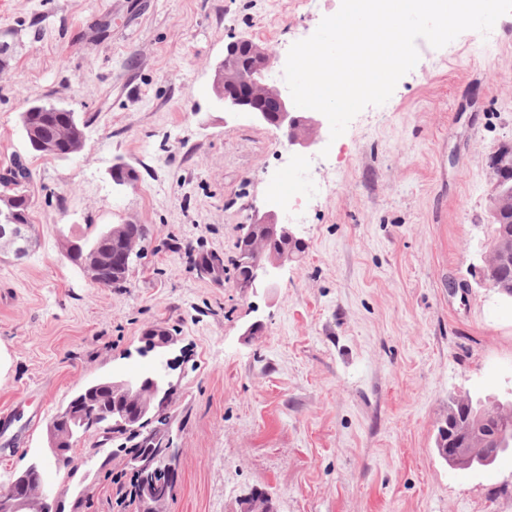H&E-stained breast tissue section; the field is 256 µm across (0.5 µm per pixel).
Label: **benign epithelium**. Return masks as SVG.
<instances>
[{"mask_svg":"<svg viewBox=\"0 0 512 512\" xmlns=\"http://www.w3.org/2000/svg\"><path fill=\"white\" fill-rule=\"evenodd\" d=\"M276 57L253 38L242 36L224 48V59L215 67L212 90L217 104L224 112L244 114L252 120L273 126L282 132L288 146L298 154L316 143L315 133L321 128L320 113L297 112L288 92L271 79ZM75 121L69 119L59 128L50 143L40 141L30 130H24L30 149L58 159H68L73 152L67 146L70 129ZM21 196L3 197L0 206V244L13 247L22 253L29 244V225L22 223L15 210ZM116 250L112 265L129 269L134 257L140 253L143 236L130 230L126 224L112 227ZM292 225L273 211L255 214L251 223L242 226L237 240L240 263L244 273L236 285L243 295L262 289L269 293L276 288L279 273L289 263L298 259L296 246L300 245ZM507 249L494 247L487 252L480 270V284L512 298V288L497 283V267L505 260ZM89 281L103 285L102 268L93 253L80 261ZM157 337L151 347L158 362L151 371L131 377L114 378L112 381L78 391L77 395L47 424L48 449L56 464L68 459L79 434L90 429L106 431L110 422L144 432V436L157 440V435L147 425L154 417L167 414L171 386L168 380L169 361L164 352L176 338L164 328L149 331ZM448 422L456 426L457 440L469 442L484 437L482 419L468 417V410L448 414ZM439 455L449 463L462 459L465 448L446 446V428H440L436 440ZM179 449L165 448L158 444L146 453H135L129 458L132 471L139 476L141 512H165L177 480ZM42 464L33 463L12 476L8 484L0 487V512H53L48 495L38 487ZM240 512H275L271 494L254 490L241 500Z\"/></svg>","mask_w":512,"mask_h":512,"instance_id":"obj_1","label":"benign epithelium"}]
</instances>
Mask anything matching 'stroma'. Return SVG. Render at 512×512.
Wrapping results in <instances>:
<instances>
[{"instance_id":"1","label":"stroma","mask_w":512,"mask_h":512,"mask_svg":"<svg viewBox=\"0 0 512 512\" xmlns=\"http://www.w3.org/2000/svg\"><path fill=\"white\" fill-rule=\"evenodd\" d=\"M341 0H0V175L15 162L37 246L0 257V482L44 455L48 419L84 384L150 370L156 326L176 336L167 512H239L267 490L276 512H512V453L491 469L446 463L435 439L450 399L512 387V303L473 276L495 192L492 156L512 146V13L419 61L329 152L224 114L211 76L246 35L279 59ZM33 103L75 112L85 146L30 151ZM122 163L134 185L113 182ZM301 175L291 222L303 242L273 293L242 295L241 225L283 212L271 195ZM115 224L146 237L124 286L92 285L67 240ZM218 255L224 273L202 274ZM260 322L258 335L244 334ZM91 431L44 473L64 512H132L122 456Z\"/></svg>"}]
</instances>
